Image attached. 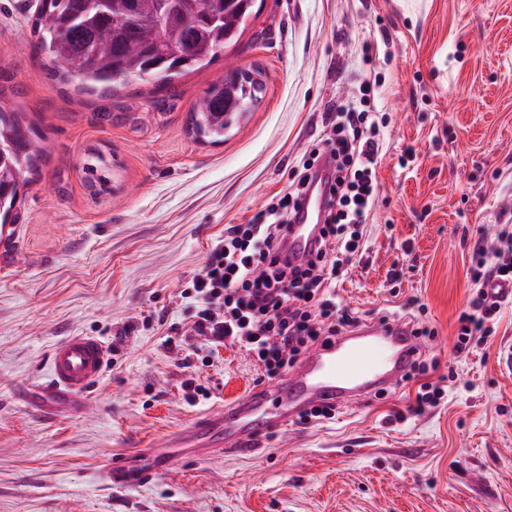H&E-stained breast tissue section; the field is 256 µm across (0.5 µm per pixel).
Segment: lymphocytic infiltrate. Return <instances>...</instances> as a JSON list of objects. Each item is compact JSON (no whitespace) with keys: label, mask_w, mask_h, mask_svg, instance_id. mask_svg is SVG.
Listing matches in <instances>:
<instances>
[{"label":"lymphocytic infiltrate","mask_w":512,"mask_h":512,"mask_svg":"<svg viewBox=\"0 0 512 512\" xmlns=\"http://www.w3.org/2000/svg\"><path fill=\"white\" fill-rule=\"evenodd\" d=\"M374 98L367 84L359 96L330 106L324 114L328 135L299 158L287 191L250 223L225 228L203 273L184 290L197 301L194 334L214 349L236 345L253 353L267 377L292 366L317 341L360 322L337 302L332 286L363 249V229L378 196L375 172L383 142L371 118ZM323 160L333 165L324 227L315 258L298 265L283 254L282 240ZM497 241L476 252L471 277L477 290L460 317L457 351L493 333L502 299L490 295L487 284L512 282V232L499 231Z\"/></svg>","instance_id":"1"}]
</instances>
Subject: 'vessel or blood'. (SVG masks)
Masks as SVG:
<instances>
[{
  "instance_id": "1",
  "label": "vessel or blood",
  "mask_w": 512,
  "mask_h": 512,
  "mask_svg": "<svg viewBox=\"0 0 512 512\" xmlns=\"http://www.w3.org/2000/svg\"><path fill=\"white\" fill-rule=\"evenodd\" d=\"M327 190V184L318 181L302 198L286 237L290 256L312 257ZM418 352L411 326L395 321L360 326L313 348L274 389L257 388L220 405L159 447L146 449L132 467L117 459L107 461L104 478L110 484H137L165 474L176 448L206 455L237 450L250 439L281 430L304 409L357 398L397 382ZM108 359V347L97 337L72 336L59 342L49 354L50 391L86 394L102 378Z\"/></svg>"
}]
</instances>
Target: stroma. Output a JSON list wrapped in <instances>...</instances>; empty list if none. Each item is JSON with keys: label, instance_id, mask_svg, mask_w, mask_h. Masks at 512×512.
Listing matches in <instances>:
<instances>
[{"label": "stroma", "instance_id": "35a3bbf8", "mask_svg": "<svg viewBox=\"0 0 512 512\" xmlns=\"http://www.w3.org/2000/svg\"><path fill=\"white\" fill-rule=\"evenodd\" d=\"M36 3L0 0V105L47 147L0 242V512H512V296L487 343L455 348L473 248L512 225V0H255L213 63L92 93L29 51ZM245 65L264 74L259 101L223 143L194 139L195 102ZM371 79L379 197L336 299L368 323L434 329L422 353L440 404L408 412L412 381L257 450L108 485V459L261 381L245 349L182 343L195 305L182 291L226 227L286 190L327 108ZM92 149L112 166L104 191L84 177ZM76 334L108 344V367L87 400L46 396L49 353ZM189 379L209 398L188 401Z\"/></svg>", "mask_w": 512, "mask_h": 512}]
</instances>
